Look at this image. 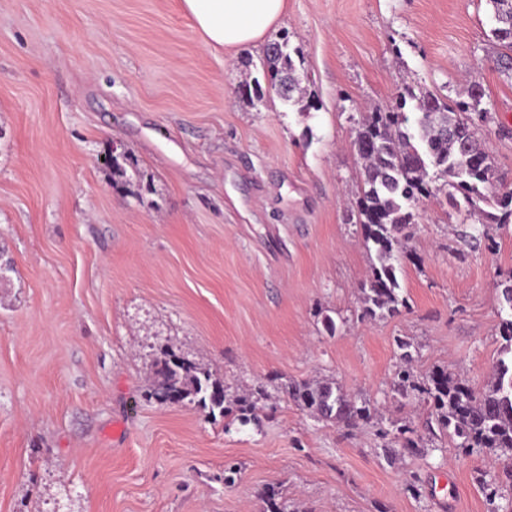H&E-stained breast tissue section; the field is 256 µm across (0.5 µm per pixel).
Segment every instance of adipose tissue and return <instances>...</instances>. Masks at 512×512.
Here are the masks:
<instances>
[{"label": "adipose tissue", "instance_id": "obj_1", "mask_svg": "<svg viewBox=\"0 0 512 512\" xmlns=\"http://www.w3.org/2000/svg\"><path fill=\"white\" fill-rule=\"evenodd\" d=\"M206 44L240 51L262 40L283 15L286 0H181Z\"/></svg>", "mask_w": 512, "mask_h": 512}]
</instances>
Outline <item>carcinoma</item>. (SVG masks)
Wrapping results in <instances>:
<instances>
[{
  "instance_id": "1",
  "label": "carcinoma",
  "mask_w": 512,
  "mask_h": 512,
  "mask_svg": "<svg viewBox=\"0 0 512 512\" xmlns=\"http://www.w3.org/2000/svg\"><path fill=\"white\" fill-rule=\"evenodd\" d=\"M487 2L501 18L492 30L494 62L499 72L512 77V0ZM276 46L270 43L265 50L268 88L279 90L277 96L299 106V111H310L314 104L304 100L295 60ZM476 96L485 97L478 79L468 82L466 99L453 105L431 92L416 93L406 87L395 109L368 112L354 128L352 146L364 170L357 223L365 248L377 259L360 286L364 313L371 318L394 315L405 306L396 263L411 236L418 202L427 198L455 202L459 194L467 207L475 209L477 202L487 200L481 189L492 184L496 166L479 135L487 111L470 109ZM409 100L417 113L413 130L406 126L404 113ZM482 215L481 222L460 233L463 241L477 243L484 238V224H512V190L493 194L491 210ZM507 282L502 294L511 313L501 319L499 358L491 381L482 389H474L445 367L416 373L411 344L398 343L401 365L390 383L391 398H414L424 404L423 426L431 439L439 435L454 440L458 448H487L512 456V272ZM153 389L169 394L176 404L187 401L213 416L261 422L264 389L258 387L231 403L223 385L209 372L173 353L156 361ZM282 392L294 406L346 429L372 425L377 419L375 405L345 393L334 382L293 381L284 384ZM379 433L388 440L384 453L390 460L398 447L411 454L422 451L424 436L412 424L393 421L388 428L379 427ZM261 512H285L279 489L265 492Z\"/></svg>"
}]
</instances>
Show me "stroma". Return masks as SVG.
Returning a JSON list of instances; mask_svg holds the SVG:
<instances>
[{"instance_id":"35a3bbf8","label":"stroma","mask_w":512,"mask_h":512,"mask_svg":"<svg viewBox=\"0 0 512 512\" xmlns=\"http://www.w3.org/2000/svg\"><path fill=\"white\" fill-rule=\"evenodd\" d=\"M492 27L486 0H288L265 40L302 57L315 107L299 112L241 98L265 77L264 45L208 49L179 0H0V512H260L269 487L290 512H512L499 453L445 440L391 461L375 429L280 392L333 381L383 420L420 422L387 395L401 340L418 371L489 377L512 224L471 246L466 210L421 202L407 306L365 318L374 256L351 139L405 86L458 99L474 76L512 189V78ZM116 143L132 157L118 184L103 161ZM165 348L229 395L264 386L260 424L148 398Z\"/></svg>"}]
</instances>
